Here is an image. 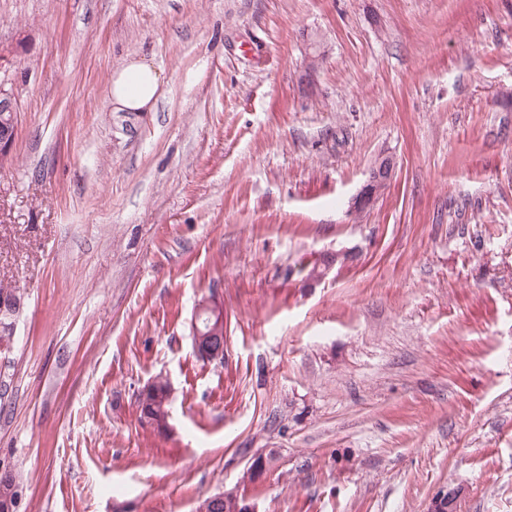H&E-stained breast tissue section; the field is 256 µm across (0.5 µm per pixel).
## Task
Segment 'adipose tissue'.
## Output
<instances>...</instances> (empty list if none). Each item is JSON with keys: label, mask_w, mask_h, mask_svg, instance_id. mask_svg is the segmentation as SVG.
Listing matches in <instances>:
<instances>
[{"label": "adipose tissue", "mask_w": 512, "mask_h": 512, "mask_svg": "<svg viewBox=\"0 0 512 512\" xmlns=\"http://www.w3.org/2000/svg\"><path fill=\"white\" fill-rule=\"evenodd\" d=\"M162 82L160 68L146 59L131 58L113 72L110 97L117 110L148 112L158 99Z\"/></svg>", "instance_id": "obj_1"}]
</instances>
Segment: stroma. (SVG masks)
<instances>
[{
  "instance_id": "obj_1",
  "label": "stroma",
  "mask_w": 512,
  "mask_h": 512,
  "mask_svg": "<svg viewBox=\"0 0 512 512\" xmlns=\"http://www.w3.org/2000/svg\"><path fill=\"white\" fill-rule=\"evenodd\" d=\"M0 47L18 512H512V0H0ZM132 57L154 111L111 102ZM162 73L143 57L130 58L117 68L112 73L109 87L116 111H151L159 96ZM18 126V106L14 95L0 86V166L12 161V147ZM394 168L395 160L391 155H380L371 166L364 184L354 197L351 209L357 211L370 206L378 194L375 190L371 194L372 188L379 183L385 184L391 178ZM221 306L214 299L204 301L198 309L195 316V337L194 348L199 357L207 361L220 359L224 354V337H222V316L219 315ZM209 313L205 329L198 326L200 316ZM218 316V322L215 323V317Z\"/></svg>"
}]
</instances>
